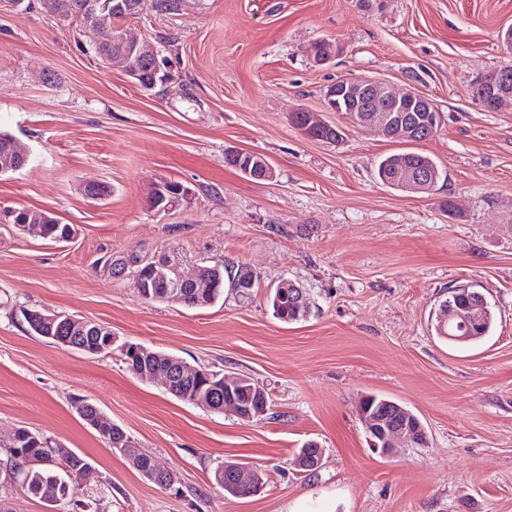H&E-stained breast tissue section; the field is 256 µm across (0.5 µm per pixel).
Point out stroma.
<instances>
[{"label": "stroma", "mask_w": 512, "mask_h": 512, "mask_svg": "<svg viewBox=\"0 0 512 512\" xmlns=\"http://www.w3.org/2000/svg\"><path fill=\"white\" fill-rule=\"evenodd\" d=\"M512 0H180L170 14L128 20L169 81L143 88L104 67L80 27L44 11H0V130L28 150L0 176V212L44 209L73 225L56 243L0 221V441L38 431L83 454L94 473L79 495L91 512H512V104L486 112L474 80L512 49ZM338 53L317 66L315 41ZM345 76H374L426 94L441 113L421 143L441 170L433 191L381 184L376 164L403 143L328 111ZM345 131L310 138L291 112ZM263 156L270 180L225 164ZM166 177L189 204L148 202ZM107 186L87 195V182ZM138 252L189 272L221 260L260 277L245 299L225 290L202 309L145 301L99 260ZM286 278L310 313L285 324L267 302ZM471 285L495 316L489 336L453 346L434 331L449 288ZM110 327L193 367L264 384L267 415L245 423L172 397L119 352L89 356L29 334L20 307ZM399 402L424 425V447L375 453L362 397ZM86 398L140 451L177 474L173 492L144 480L76 413ZM324 450L314 475L295 456ZM264 469L261 493L216 486L224 461Z\"/></svg>", "instance_id": "35a3bbf8"}]
</instances>
